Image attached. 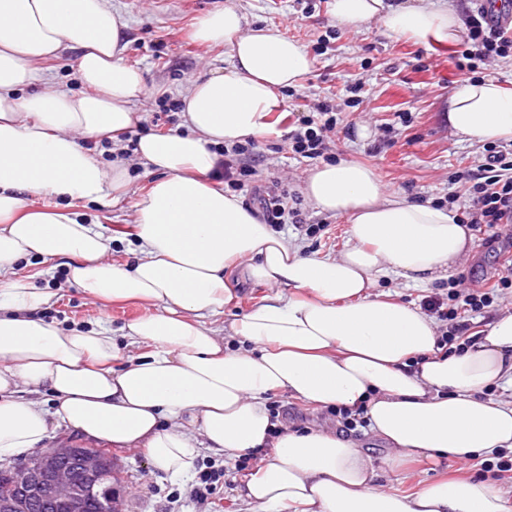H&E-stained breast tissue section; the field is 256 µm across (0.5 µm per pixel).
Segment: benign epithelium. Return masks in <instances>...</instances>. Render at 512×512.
Returning <instances> with one entry per match:
<instances>
[{
	"instance_id": "1",
	"label": "benign epithelium",
	"mask_w": 512,
	"mask_h": 512,
	"mask_svg": "<svg viewBox=\"0 0 512 512\" xmlns=\"http://www.w3.org/2000/svg\"><path fill=\"white\" fill-rule=\"evenodd\" d=\"M68 459L75 460L78 469L62 465ZM112 476V460L96 448H80L70 441L45 448L5 475L9 488L0 492V512H33L54 500L63 501L66 512H85L95 497L111 506L119 500Z\"/></svg>"
}]
</instances>
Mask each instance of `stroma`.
<instances>
[{
  "label": "stroma",
  "instance_id": "stroma-1",
  "mask_svg": "<svg viewBox=\"0 0 512 512\" xmlns=\"http://www.w3.org/2000/svg\"><path fill=\"white\" fill-rule=\"evenodd\" d=\"M332 0H112L123 15V56L128 64L140 67L146 90L136 101L143 114V130L157 129L160 134L181 130V122H155L153 111L161 95L179 98L188 85L223 69L230 48L227 45H203L192 37L196 20L207 12L236 5L246 16L248 27L269 26L311 51L312 67L291 96L284 99V112L272 115V129L260 136L262 154L255 167L268 192L282 190L297 193L312 160L294 156L281 146L285 112H306L309 105L336 95L345 87L359 89V104L343 108L336 127L332 151L336 158L350 159L373 168L384 188L408 199L438 202L448 193L458 192L456 171L479 165L483 146L461 143L448 128V100L460 77L452 59L453 45L422 44L389 35L380 20L360 28H341L331 13ZM392 127L391 139H384L383 127ZM150 179L140 167H132L126 191L105 204L76 202L77 210L99 222L105 234L117 235L135 221L133 203L149 185ZM306 224L328 225L320 239L300 236L304 251L310 255H336L348 242L345 218L318 213L309 201L300 205ZM512 259V229L502 228L490 244L472 241L466 256L453 270L456 278L472 284L491 285ZM227 278L236 281L235 298L225 306L218 323L221 335H228L230 324L260 302L269 292L267 286L247 283L240 271L230 270ZM43 288L54 289L58 297L45 307L44 320L65 327L106 321L119 330L131 319L151 314L150 305L117 301L104 304L84 294L66 280L65 268L36 276ZM268 403L278 406L282 424L288 428L338 430L334 416L326 409L291 397L272 394ZM360 448L369 454L379 469V488L410 494L427 481L458 473L476 477L479 461L460 463L452 458L422 460L405 471L384 468L387 449L379 439L358 433ZM115 469L113 485L120 498L121 512H254L245 497L246 478L237 472L223 454L202 451L198 470L213 466L224 470V492L207 502L193 494L194 479L175 481L153 472L141 449L112 450Z\"/></svg>",
  "mask_w": 512,
  "mask_h": 512
}]
</instances>
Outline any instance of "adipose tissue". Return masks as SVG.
I'll use <instances>...</instances> for the list:
<instances>
[{"label": "adipose tissue", "instance_id": "ef3b65f1", "mask_svg": "<svg viewBox=\"0 0 512 512\" xmlns=\"http://www.w3.org/2000/svg\"><path fill=\"white\" fill-rule=\"evenodd\" d=\"M337 25L382 19L393 35L438 43L463 32L454 0H334ZM240 9L201 17L193 38L230 46L223 69L181 97L184 129L139 137L133 159L97 160L87 140L119 143L141 119V69L122 56L123 16L111 0H0V460L65 428L116 449H145L153 470L190 478L202 449L234 457L271 449L245 484L259 512H505L489 480L435 479L410 495L380 489L370 456L327 430L276 433L268 394L367 409L386 443L383 463L447 454L466 463L512 451V313L493 318L463 354L437 348L438 322L372 289L401 277L446 278L469 249L454 210L386 191L348 160L309 169L301 191L319 213L346 217L349 244L304 256L294 235L262 223L213 172L219 147L264 134L283 89L311 68L305 48L273 27L245 30ZM78 50L81 92L41 82L37 63ZM459 141L512 140V90L481 78L448 101ZM152 177L137 196L133 261L110 260L114 239L85 213L125 189L129 168ZM56 196L65 206L36 208ZM63 261L67 278L103 302L151 303L123 336L145 353L122 357L111 329L66 328L38 318L50 289L19 276L20 263ZM271 287L228 336L215 327L232 300L227 269ZM46 389L55 403L19 398Z\"/></svg>", "mask_w": 512, "mask_h": 512}]
</instances>
